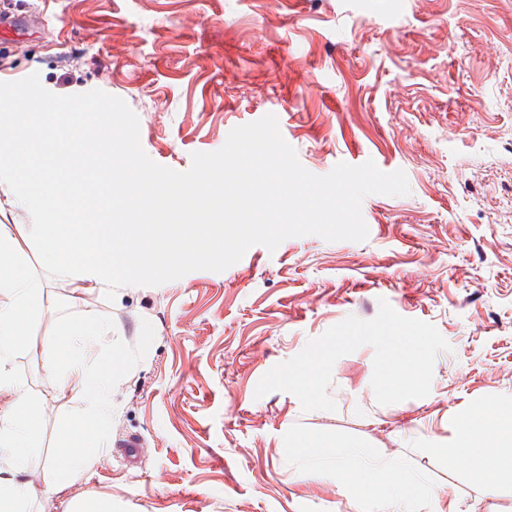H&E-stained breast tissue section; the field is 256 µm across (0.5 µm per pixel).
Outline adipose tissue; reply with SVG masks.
I'll list each match as a JSON object with an SVG mask.
<instances>
[{
	"label": "adipose tissue",
	"instance_id": "1",
	"mask_svg": "<svg viewBox=\"0 0 512 512\" xmlns=\"http://www.w3.org/2000/svg\"><path fill=\"white\" fill-rule=\"evenodd\" d=\"M338 451L357 464L356 470L342 473L344 483L359 485L376 512H400L410 495L396 478L398 459L382 460L366 444L343 438L330 443L306 438L298 448L300 459L309 466ZM452 451L471 459L475 480L490 487L512 482V405L498 406L491 413L472 409L456 431Z\"/></svg>",
	"mask_w": 512,
	"mask_h": 512
}]
</instances>
